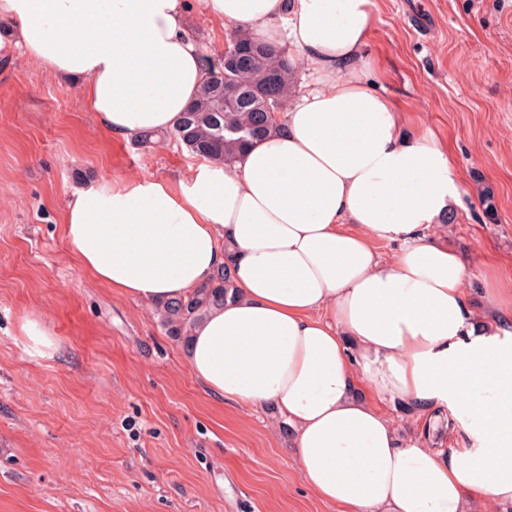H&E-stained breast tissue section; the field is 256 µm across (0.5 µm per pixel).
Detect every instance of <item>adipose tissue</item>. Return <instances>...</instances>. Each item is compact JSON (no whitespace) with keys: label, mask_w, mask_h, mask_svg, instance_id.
<instances>
[{"label":"adipose tissue","mask_w":512,"mask_h":512,"mask_svg":"<svg viewBox=\"0 0 512 512\" xmlns=\"http://www.w3.org/2000/svg\"><path fill=\"white\" fill-rule=\"evenodd\" d=\"M204 15L281 35L314 86L236 163L174 179L74 186L64 236L89 280L149 305L229 267L234 288L195 325L192 374L213 397L274 409L305 483L339 512H464L512 504V331L474 315L460 257L432 234L462 190L447 149L406 118L361 65L373 0H200ZM188 0H0V50L80 84L113 136L173 129L210 62ZM288 32H280V20ZM401 242L396 259L376 243ZM411 406L400 438L383 405ZM474 421L472 447L431 448L441 413Z\"/></svg>","instance_id":"ef3b65f1"}]
</instances>
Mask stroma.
<instances>
[{
  "label": "stroma",
  "instance_id": "35a3bbf8",
  "mask_svg": "<svg viewBox=\"0 0 512 512\" xmlns=\"http://www.w3.org/2000/svg\"><path fill=\"white\" fill-rule=\"evenodd\" d=\"M373 14L365 62L464 185L434 233L466 262L480 308L512 293V0H374ZM192 159L171 140L111 136L78 87L0 57V512H336L303 482L272 411L214 401L154 307L90 282L68 249L73 185L173 177ZM31 316L53 357L27 354Z\"/></svg>",
  "mask_w": 512,
  "mask_h": 512
}]
</instances>
